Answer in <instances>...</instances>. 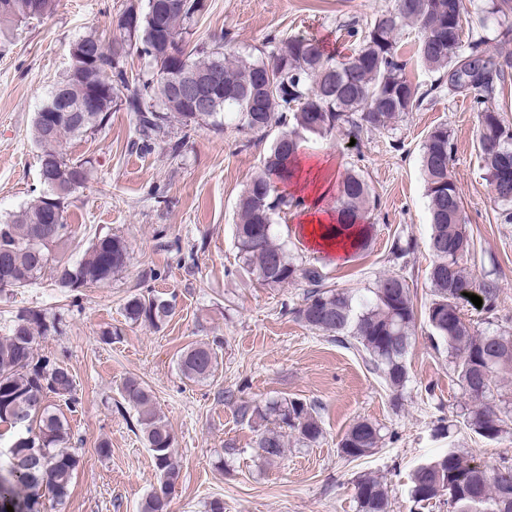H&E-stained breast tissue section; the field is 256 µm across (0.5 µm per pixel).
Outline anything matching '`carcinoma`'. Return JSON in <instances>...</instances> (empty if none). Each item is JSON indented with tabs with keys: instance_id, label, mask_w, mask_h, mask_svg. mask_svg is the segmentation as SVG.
<instances>
[{
	"instance_id": "1",
	"label": "carcinoma",
	"mask_w": 512,
	"mask_h": 512,
	"mask_svg": "<svg viewBox=\"0 0 512 512\" xmlns=\"http://www.w3.org/2000/svg\"><path fill=\"white\" fill-rule=\"evenodd\" d=\"M177 7L164 16L130 0L118 14L115 33L105 43L95 33L76 40L65 75L52 91L68 93L66 112L46 119L35 114L31 135L52 174L42 193L0 222V280L14 288L35 283L51 269L58 287L77 292L108 283L130 259L126 241L110 233L94 237L80 259L64 258L73 238L72 226L60 217L48 223L51 201L70 199L92 177L90 162L73 159L62 149L65 138H82L107 125L116 100L134 114L143 146L151 148L166 134L169 119L180 118L190 128L221 127L230 122L252 132H276L269 152L240 196L235 240L241 267L269 288L297 281L308 285L291 313L309 328L329 337H352L387 388L398 394L409 375L405 362L411 346L417 310L404 276L389 273L369 289L371 296L354 309L353 296L326 283L322 267L288 251L279 240L274 217L303 206V199L284 187L295 179L301 139L344 137L360 144L372 133L392 129L402 115L420 109L435 92L452 97L472 96L477 112L478 148L485 180L495 187L499 218L512 223V125L505 123L489 100L512 70V0H484L475 15L466 16L463 0H412L378 14L370 21L353 20L344 31L353 39L351 53L336 59L315 38L290 36L268 60L231 58L224 54V36L211 48H193L186 57L168 53L185 48L186 34L203 10V0H174ZM57 0H0V36L10 25L52 13ZM497 19L495 39L478 31L489 17ZM417 32L416 56L423 67L438 74L426 88L407 76L408 61L398 54L397 33ZM149 61L142 76L128 79L124 61L130 50ZM175 73L199 77L224 88V101L215 112H191L173 91ZM92 112L83 111L90 96ZM451 131L440 123L423 142L421 166L430 214L429 247L433 262L428 279L433 298L423 315L437 342L446 347L462 390L463 425L478 438L497 442L512 434V401L499 376L512 372V333L489 332L472 326L461 313L466 294L482 296L483 308L494 314L498 291L492 284L476 285L467 267L474 254L459 188L449 169ZM375 208L372 189L362 170L353 165L339 181L336 215L339 221L320 231V238L364 252L373 239L368 223ZM413 239L399 236L391 247L393 261L406 263ZM176 309V297L132 294L124 303L130 322L161 328ZM61 320L25 309L16 315L9 334L0 336V426L12 434L0 456V512H41L44 494L61 502L70 494L79 456L68 450L71 432L63 408L77 403L73 375L64 362L35 354L36 338L57 334ZM181 374L193 382L215 377L217 352L207 345L190 346L179 356ZM123 399L138 413L149 448L157 486L145 497L140 512H169L180 468L173 454L174 436L153 408L150 391L135 379L122 387ZM237 419L252 427L274 420L278 429L259 434L264 457L282 455L283 431L307 446L323 436L315 406L300 398L265 403L221 393ZM382 439L379 424L368 419L353 423L341 438L340 454L349 460L373 455ZM359 512H387L388 491L376 478L361 475L355 486ZM411 497L417 502L446 498L448 512H512V461L495 466L448 453L416 468Z\"/></svg>"
}]
</instances>
